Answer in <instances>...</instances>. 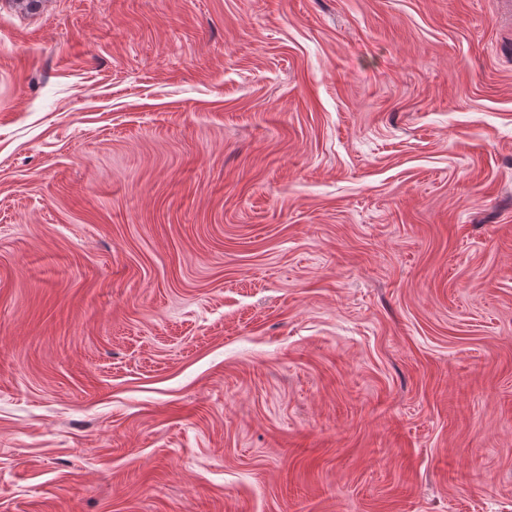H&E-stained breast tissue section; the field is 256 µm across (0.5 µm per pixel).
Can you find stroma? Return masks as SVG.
<instances>
[{
    "label": "stroma",
    "instance_id": "35a3bbf8",
    "mask_svg": "<svg viewBox=\"0 0 512 512\" xmlns=\"http://www.w3.org/2000/svg\"><path fill=\"white\" fill-rule=\"evenodd\" d=\"M0 512H512L499 0H0Z\"/></svg>",
    "mask_w": 512,
    "mask_h": 512
}]
</instances>
